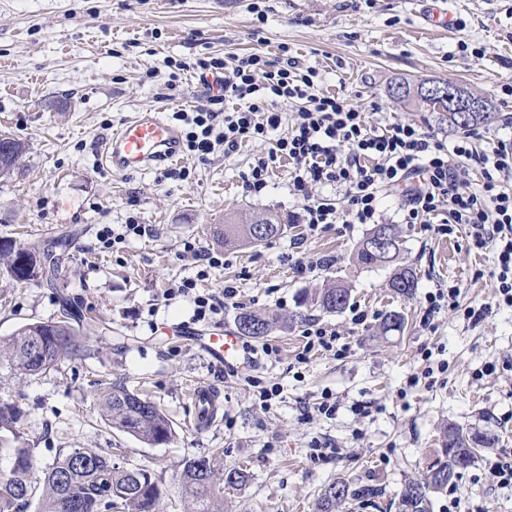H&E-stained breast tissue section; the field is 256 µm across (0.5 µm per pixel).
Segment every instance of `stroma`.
<instances>
[{
	"instance_id": "stroma-1",
	"label": "stroma",
	"mask_w": 512,
	"mask_h": 512,
	"mask_svg": "<svg viewBox=\"0 0 512 512\" xmlns=\"http://www.w3.org/2000/svg\"><path fill=\"white\" fill-rule=\"evenodd\" d=\"M454 26L428 31L417 0H0V131L29 145L18 169L0 178V241L68 247L54 286L17 282L0 268V340L22 325L59 318L63 300L95 317L98 335L78 336L89 358L62 355L31 377L0 361V399L20 412L0 430V474L19 448L34 447L37 467L65 448L111 454L115 465L149 469L162 490L164 512H188L179 482L185 459L220 453L225 469H246L240 489H225L224 512H313L329 483L370 486L375 497L349 499L337 512H396L408 480L424 478L437 458L443 431L486 433L483 449L455 485L433 494L432 512H512V487L490 468L512 452V307L493 305L495 260L477 254L461 227L448 234L402 221L403 188L385 190L379 210L403 247L396 264L415 270L418 287L406 298L389 288L391 266L362 268L352 260L369 230L336 224L314 235L296 220L300 201L280 163L261 195L243 188L267 142L242 143L231 155L184 158L188 178L166 169L113 174L102 145L141 109L173 112L203 104L196 75L171 80L174 61L225 60L280 45L322 74L323 93L353 99L379 120L409 122L453 137L440 113L395 100L391 83L447 80L483 97L495 118L476 126L477 149L512 136V101L500 100L497 82L512 77V0H445ZM271 211L288 225L284 236L257 246L224 247L209 234L231 216L246 223ZM136 218L148 234L117 248L98 247L103 225ZM194 239L224 256L223 267L198 278L181 258ZM316 263L299 273L297 263ZM395 264V265H396ZM219 293L236 286L233 304L214 322H193L189 299H165L185 278ZM341 283L350 302L367 310L365 324L351 313L313 306L318 289ZM457 287L458 308L424 319V295ZM492 304L473 323L464 310ZM275 319L265 341L277 360L249 367L283 393L261 408L240 377L202 346L213 329L235 328L239 313ZM402 331L381 334L389 313ZM335 328L345 355L296 357L311 322ZM434 365L424 378L426 365ZM121 382L156 402L170 419L173 438L149 446L105 424L95 407L101 384ZM221 391L216 417L194 425L193 387ZM333 393L336 412L316 410Z\"/></svg>"
}]
</instances>
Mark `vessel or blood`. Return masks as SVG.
Returning a JSON list of instances; mask_svg holds the SVG:
<instances>
[{"mask_svg": "<svg viewBox=\"0 0 512 512\" xmlns=\"http://www.w3.org/2000/svg\"><path fill=\"white\" fill-rule=\"evenodd\" d=\"M104 159L114 174L166 166L182 159V134L163 119L160 112L143 109L135 112L113 132L104 144ZM208 350L226 365L236 364L240 339L231 332L211 336Z\"/></svg>", "mask_w": 512, "mask_h": 512, "instance_id": "vessel-or-blood-1", "label": "vessel or blood"}]
</instances>
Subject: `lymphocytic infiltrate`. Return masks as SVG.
<instances>
[{
  "instance_id": "f902f5d3",
  "label": "lymphocytic infiltrate",
  "mask_w": 512,
  "mask_h": 512,
  "mask_svg": "<svg viewBox=\"0 0 512 512\" xmlns=\"http://www.w3.org/2000/svg\"><path fill=\"white\" fill-rule=\"evenodd\" d=\"M179 68L215 74L224 83L221 94L208 95L207 105L174 113L183 127L184 153L203 159L220 146L230 155L242 142L271 140L266 155L251 165L244 187L261 193L280 160H288L289 183L303 202L299 219L313 234L335 224L376 223L380 193L405 187L404 223L428 224L443 214L448 223L464 226L471 250L494 251L495 296L512 306V192L503 186L512 176V138L480 152L471 131L449 140L414 124L373 122L349 99L321 93L319 70L294 56L198 58ZM282 102L292 104L293 113L281 112ZM471 165L482 176L476 188L466 179ZM326 186L342 191L345 211L317 195V188ZM165 295L189 298L194 321L207 322L223 313L237 289L228 285L219 295L185 279Z\"/></svg>"
}]
</instances>
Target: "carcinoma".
I'll return each instance as SVG.
<instances>
[{"mask_svg": "<svg viewBox=\"0 0 512 512\" xmlns=\"http://www.w3.org/2000/svg\"><path fill=\"white\" fill-rule=\"evenodd\" d=\"M400 99L408 103L423 104L435 112L445 113L444 120L455 131H470L492 116H479L472 122L459 123L448 116V106L437 104L428 98L405 93ZM27 144L10 134L0 135V152H8L11 167L0 171V177L14 172L13 157L24 154ZM271 220L263 236L254 241L261 244L281 235L286 225L279 215L266 213ZM390 229L387 224H376L356 245L354 258L358 265L376 267L394 262L401 250L396 241L385 253L369 249L374 236ZM251 225L239 224L233 218L213 227L217 242L235 246L248 242ZM38 252L34 245L20 247L0 246V264L19 281H25V272L19 260L23 255ZM390 287L399 294L410 297L417 288V276L413 269L398 267L390 276ZM350 300V291L342 284L324 288L314 296L312 304L324 312H340ZM82 316L66 312L56 321H35L17 329L5 345L0 347V358L19 375L39 374L55 365L64 353H83L75 338L84 330ZM236 328L244 336L261 338L273 328V321L253 312L237 316ZM106 424L127 433L147 445H160L170 441L173 428L170 419L153 401L141 397L136 391L122 384H111L97 401ZM490 444V438L480 434H465L449 427L445 429L441 448L442 458L434 464L425 479L411 480L404 485L397 504L398 512H430L431 495L448 489V484L459 470L469 466L481 447ZM35 449L17 448L9 472L0 477V512H24L31 500L39 498V512H160L162 491L157 479L144 468L125 469L112 464L110 456L91 448H69L40 474H35ZM221 470V462L215 455H203L187 459L180 474L181 489L193 504L192 512H224V488L239 489L245 485L247 474L233 468L224 472V483H214L212 477ZM369 488L353 489L338 480L328 484L317 498L316 512H336V505L354 496H369Z\"/></svg>", "mask_w": 512, "mask_h": 512, "instance_id": "carcinoma-1", "label": "carcinoma"}]
</instances>
